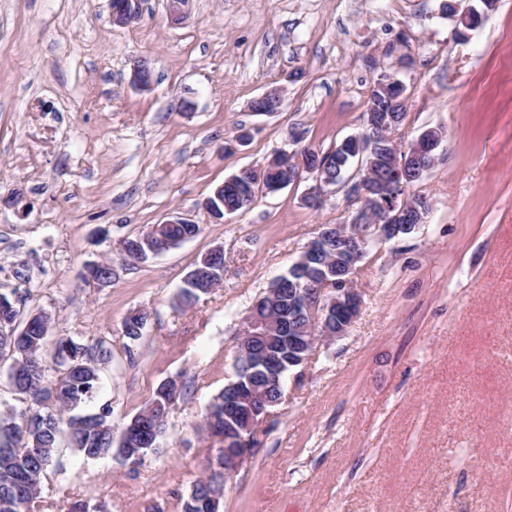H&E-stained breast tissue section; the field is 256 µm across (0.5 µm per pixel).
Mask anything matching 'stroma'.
<instances>
[{"label":"stroma","instance_id":"35a3bbf8","mask_svg":"<svg viewBox=\"0 0 512 512\" xmlns=\"http://www.w3.org/2000/svg\"><path fill=\"white\" fill-rule=\"evenodd\" d=\"M443 0H190L170 24L142 0L120 26L109 0H0V292L51 336L104 344L111 361L86 412L132 418L160 382L183 395L169 446L130 468L60 447L30 512H180L219 440L199 425L233 380L236 335L319 225L350 223L352 180L313 210L309 180L218 221L204 202L225 178L303 146L328 151L363 129L373 81L406 85L402 144L447 141L415 193L425 224L378 245L356 276L363 305L346 335L288 374L253 456L219 512H512V0L457 40ZM149 59L152 91L131 85ZM276 89L282 108H249ZM250 141L234 146L240 130ZM193 239L137 262L125 239L170 214ZM219 288L175 298L210 249ZM107 260L101 286L85 266ZM148 315L130 342L125 318Z\"/></svg>","mask_w":512,"mask_h":512}]
</instances>
